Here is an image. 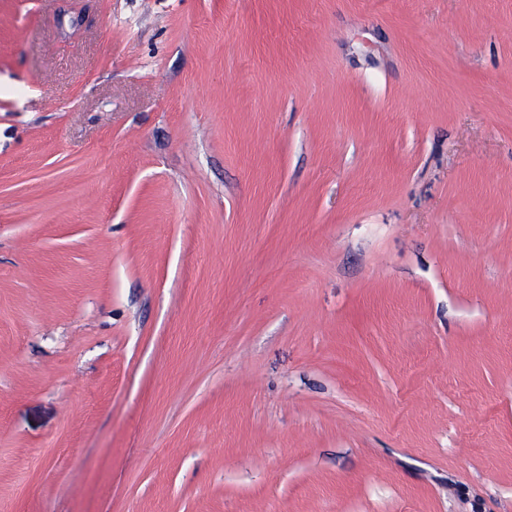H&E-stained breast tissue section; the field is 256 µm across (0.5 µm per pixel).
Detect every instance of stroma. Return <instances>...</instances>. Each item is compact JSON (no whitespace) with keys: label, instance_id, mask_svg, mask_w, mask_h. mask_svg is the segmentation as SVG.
Segmentation results:
<instances>
[{"label":"stroma","instance_id":"stroma-1","mask_svg":"<svg viewBox=\"0 0 512 512\" xmlns=\"http://www.w3.org/2000/svg\"><path fill=\"white\" fill-rule=\"evenodd\" d=\"M0 512H512V0H0Z\"/></svg>","mask_w":512,"mask_h":512}]
</instances>
